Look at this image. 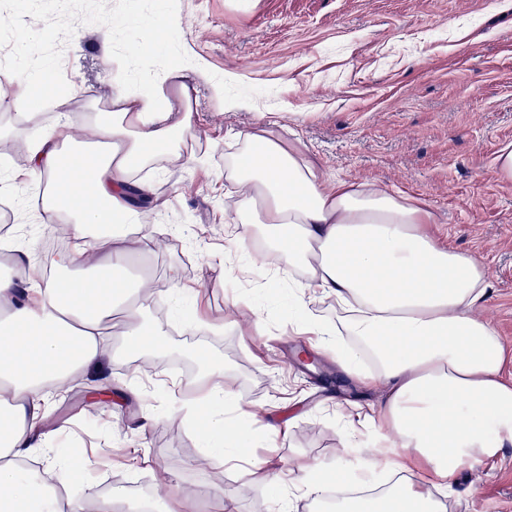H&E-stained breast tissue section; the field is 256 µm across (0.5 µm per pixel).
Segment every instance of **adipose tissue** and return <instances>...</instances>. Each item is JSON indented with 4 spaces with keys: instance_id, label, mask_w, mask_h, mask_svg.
<instances>
[{
    "instance_id": "adipose-tissue-1",
    "label": "adipose tissue",
    "mask_w": 512,
    "mask_h": 512,
    "mask_svg": "<svg viewBox=\"0 0 512 512\" xmlns=\"http://www.w3.org/2000/svg\"><path fill=\"white\" fill-rule=\"evenodd\" d=\"M106 64L110 108L96 118L93 140H78L60 123L38 128L26 143L28 176L56 180L42 212L67 214L75 251L60 254L47 276L0 275V512H116L114 495L77 485L88 458L49 448L43 389L101 368L112 350L113 313L124 314L130 347L148 341L149 290L133 285L124 267L141 204L153 199L138 173L158 157L176 156L193 128L189 115L170 110L175 98L192 105L180 69L138 85L128 53H109ZM43 78L18 68L14 89L0 88V102L27 111L53 107L52 99L32 95ZM233 141L224 180L239 197L231 222L245 268L271 282L267 264L250 254L253 240L263 238L297 273L300 306L318 297L335 302V322L304 314L298 331L356 343V357L337 360L379 390L378 405L367 406L364 417L377 465L396 477L380 490L349 479L343 468L311 463L296 486L316 503L335 489V512H446L443 500L462 466L512 445V379L502 374L505 349L484 313L489 284L481 259L450 249L426 206L367 182L325 179L316 160L264 125ZM78 255L89 275L70 274ZM210 373L206 433L239 454L248 430L224 417L228 392L218 368ZM416 459L428 467L419 481L409 477Z\"/></svg>"
}]
</instances>
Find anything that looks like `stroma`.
Returning <instances> with one entry per match:
<instances>
[{
  "mask_svg": "<svg viewBox=\"0 0 512 512\" xmlns=\"http://www.w3.org/2000/svg\"><path fill=\"white\" fill-rule=\"evenodd\" d=\"M177 12L190 59L182 71L195 88V135L184 148L198 161L158 159L150 182L159 207L143 217L152 242L138 266L152 291L146 320L165 355L130 348L123 319L113 317L111 359L50 399L53 422L74 423L58 452L112 449L115 463L92 464L76 480L129 501L144 477L162 502L175 486L204 494L218 484L240 512H278L285 498L291 512H314L290 480L307 461L366 465L367 449L345 456L336 407L374 403L379 393L347 374L334 351L316 366L302 361L310 344L293 333L297 293L287 279L262 288L236 270L224 137L267 125L314 157L326 179L369 181L428 206L446 224L449 248L481 257L491 285L485 313L512 348V182L495 164L512 147V0H177ZM102 31L80 23L60 44L64 112L79 133L111 93ZM227 95L244 108L225 111ZM56 120L0 108L8 133L0 160L23 169L35 126ZM1 187L0 226L44 265L57 226L28 219L42 186L0 178ZM195 305L204 324L189 334ZM200 348L239 401L229 416L257 413L246 451L271 461V478L225 462L203 417L185 416L184 404L200 399L183 388ZM287 420L288 435L270 431ZM454 486L457 512H512V447L465 464Z\"/></svg>",
  "mask_w": 512,
  "mask_h": 512,
  "instance_id": "obj_1",
  "label": "stroma"
}]
</instances>
